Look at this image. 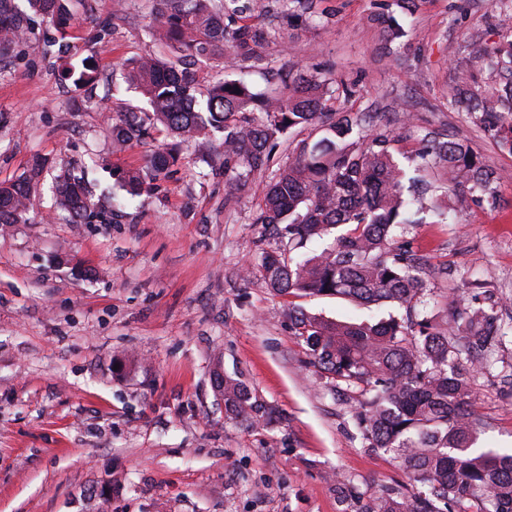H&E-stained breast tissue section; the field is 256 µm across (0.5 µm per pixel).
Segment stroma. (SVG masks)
Listing matches in <instances>:
<instances>
[{"label": "stroma", "mask_w": 512, "mask_h": 512, "mask_svg": "<svg viewBox=\"0 0 512 512\" xmlns=\"http://www.w3.org/2000/svg\"><path fill=\"white\" fill-rule=\"evenodd\" d=\"M152 0H75L80 25L61 37L32 16L28 40L0 56V180L33 155L48 160L37 219L0 225V512H97L95 492L119 484L107 512H357L415 485L397 453L363 447L355 395L314 367L292 318L370 320L333 296H278L260 254H313L332 236L290 249L257 224L258 189L318 140L309 127L278 136L268 172L234 197L224 190L219 139L181 151L167 177L128 198L118 173L145 165L164 138L112 148V119L142 98L125 66L164 54L149 33ZM405 35L384 44L376 17ZM234 24L263 30L261 67L232 57L201 64L276 95L298 75L331 73L349 94L330 111L360 112L361 133H391L405 168L431 132L468 140L496 178L495 210L407 225L402 239L427 279L425 309L451 321L467 282L512 318V153L448 104L474 42L498 39L491 0H316L289 19L276 0H251ZM91 66L95 78L75 84ZM86 173L103 218L70 223L55 211L59 167ZM471 381L467 409L477 448L512 453V336ZM239 377L270 411L228 419L214 368Z\"/></svg>", "instance_id": "stroma-1"}]
</instances>
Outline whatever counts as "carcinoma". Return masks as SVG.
I'll return each instance as SVG.
<instances>
[{
    "mask_svg": "<svg viewBox=\"0 0 512 512\" xmlns=\"http://www.w3.org/2000/svg\"><path fill=\"white\" fill-rule=\"evenodd\" d=\"M150 30L174 54L144 57L124 74L125 82L147 100L149 110L128 108L112 123V145L123 147L158 127L172 138L154 151L142 170L124 173L121 187L138 196L147 181L167 175L183 144L224 133V188L239 190L241 176L260 173L274 147V135L290 129L324 127L325 135L300 149L294 162L262 185L256 223L288 236L297 249L338 230L319 254L285 261L265 253L261 271L278 295H336L359 305L389 304L405 309L375 323L333 321L295 312L297 337L312 363L338 384L363 397L356 414L362 443L397 451L419 483L410 497L382 496L362 512H512V455L474 447L476 429L465 409L470 372L459 368L462 354H482L512 335L473 297L458 306L445 328L421 317L414 300L426 290L422 269L396 239L403 224H423L432 211L423 194L405 186V172L394 160L391 139L369 143L353 137L362 113L327 111L335 78L300 77L288 94L272 98L242 79H219L206 98L195 96L190 64L224 56L256 58L259 33L251 26L224 22L237 0H154ZM29 9L65 32L75 25L72 0H27ZM500 18L499 40L474 48L459 67L449 104L464 109L497 146L512 153V0H493ZM26 27L13 0H0V51L23 40ZM448 168V214L471 205H499L495 176L471 147L457 139L435 140L417 154ZM47 159L36 155L25 174L0 182V224H25ZM56 205L74 224L101 216L90 182L63 169L56 176ZM228 418L258 422L266 409L252 400L240 380H218Z\"/></svg>",
    "mask_w": 512,
    "mask_h": 512,
    "instance_id": "carcinoma-1",
    "label": "carcinoma"
}]
</instances>
